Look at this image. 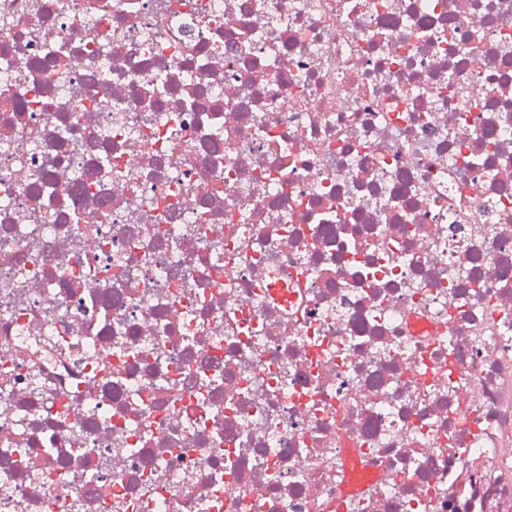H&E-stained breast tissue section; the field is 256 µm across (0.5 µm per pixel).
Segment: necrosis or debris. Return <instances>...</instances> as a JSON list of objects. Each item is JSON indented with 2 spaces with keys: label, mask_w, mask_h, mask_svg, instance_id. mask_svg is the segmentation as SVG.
<instances>
[{
  "label": "necrosis or debris",
  "mask_w": 512,
  "mask_h": 512,
  "mask_svg": "<svg viewBox=\"0 0 512 512\" xmlns=\"http://www.w3.org/2000/svg\"><path fill=\"white\" fill-rule=\"evenodd\" d=\"M0 512H512V0H0Z\"/></svg>",
  "instance_id": "obj_1"
}]
</instances>
